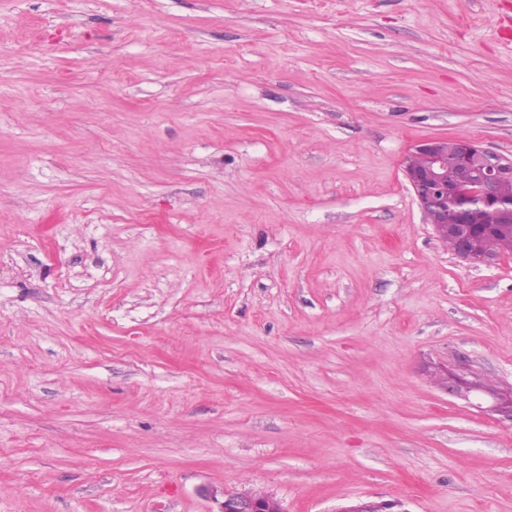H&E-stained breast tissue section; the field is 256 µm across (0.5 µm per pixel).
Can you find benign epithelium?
Wrapping results in <instances>:
<instances>
[{"instance_id":"benign-epithelium-1","label":"benign epithelium","mask_w":512,"mask_h":512,"mask_svg":"<svg viewBox=\"0 0 512 512\" xmlns=\"http://www.w3.org/2000/svg\"><path fill=\"white\" fill-rule=\"evenodd\" d=\"M402 171L426 223L437 237L453 246V254L475 266L490 267L512 255V236L497 247L484 245L495 225L512 223V158L492 153L462 137H435L413 143ZM443 386L457 396L512 422V386L492 385L474 374L446 373ZM220 512H286L280 500L249 491L223 492ZM396 504L367 502L339 512H395Z\"/></svg>"}]
</instances>
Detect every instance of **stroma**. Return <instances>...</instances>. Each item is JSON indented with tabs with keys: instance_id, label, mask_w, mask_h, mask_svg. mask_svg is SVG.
<instances>
[{
	"instance_id": "1",
	"label": "stroma",
	"mask_w": 512,
	"mask_h": 512,
	"mask_svg": "<svg viewBox=\"0 0 512 512\" xmlns=\"http://www.w3.org/2000/svg\"><path fill=\"white\" fill-rule=\"evenodd\" d=\"M512 157V0H0V512H512V257L401 170ZM414 200L437 237L453 254L480 267L512 255V236L496 240L495 224L512 234V158L489 152L462 137L416 141L402 160ZM510 225V227H509ZM445 373L442 383L449 394L467 401L489 415H498L501 417L499 420L512 422V386L492 385L476 374L467 378L448 372V369ZM223 496L219 512H287L280 500L268 494L223 491Z\"/></svg>"
}]
</instances>
